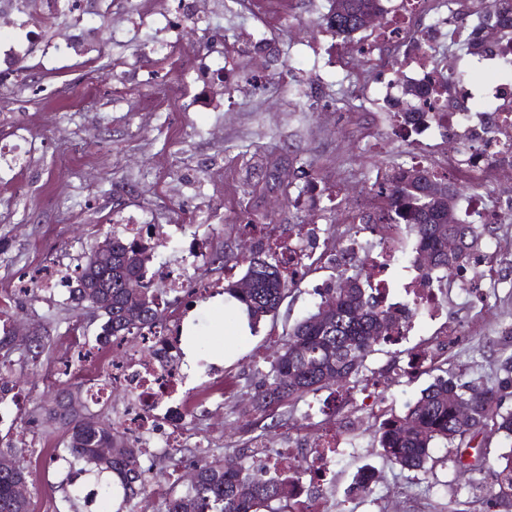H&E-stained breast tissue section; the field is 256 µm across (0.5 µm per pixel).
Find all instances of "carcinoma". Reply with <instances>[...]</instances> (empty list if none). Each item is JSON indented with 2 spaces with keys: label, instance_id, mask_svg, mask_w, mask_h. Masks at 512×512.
Wrapping results in <instances>:
<instances>
[{
  "label": "carcinoma",
  "instance_id": "obj_1",
  "mask_svg": "<svg viewBox=\"0 0 512 512\" xmlns=\"http://www.w3.org/2000/svg\"><path fill=\"white\" fill-rule=\"evenodd\" d=\"M383 12L381 0H330L323 21L336 35L345 38L365 29L363 18ZM372 212L360 215L362 224H402L414 237L415 251L434 257L429 272L448 279V267H465L484 237L494 228L487 224L448 223V204H457L463 189L446 175H438L429 166L394 164L377 173L373 184ZM459 243L456 256L448 257V236ZM112 249V266L92 270L86 263L77 265L68 275L66 310L87 311L101 321L95 342L107 348L112 339L143 336L163 324L159 297L147 280L148 267L139 255L153 247L114 232L104 237ZM241 279L252 282L247 293L237 288L238 281L224 284V295L246 313L250 327L278 311L288 293V274L273 252L261 247L245 258ZM112 288V310L98 312L88 300L86 279ZM134 279L140 297L132 301L123 284ZM351 287L323 288L320 301L305 318L295 323L282 338L275 359L263 375L253 395L254 411L268 412L285 402L302 400L339 384L336 376L347 379L364 367L366 359L380 342L390 341L399 331L409 311L388 306L365 281L348 278ZM382 330V341L372 340ZM35 349L26 363L35 366L51 341L50 332L40 330ZM504 377L495 387L468 388L454 376H436L402 415L382 417L378 442L382 456L403 470L426 473L432 461V449H448V460L455 470L486 481L487 512H512V451L492 463L486 454L476 452L474 461H466V450L480 436L501 434L512 440V410L499 405L501 392L512 388V355L500 364ZM468 404L470 422L462 425L457 404ZM43 420L62 431L59 458L68 465L60 487L71 512H106L118 504L123 512L128 501L146 493L149 470L142 465L136 440L114 428L112 420L97 419L88 428L77 412L65 410L55 397L44 408ZM13 466L0 467V512H30V498L17 490L29 472L20 463L26 449L13 442L11 432L0 437ZM112 449L105 459L101 449ZM192 465L197 471L195 483L165 498V512H295L296 476L267 475L255 464L224 465L223 456L211 449L200 451Z\"/></svg>",
  "mask_w": 512,
  "mask_h": 512
}]
</instances>
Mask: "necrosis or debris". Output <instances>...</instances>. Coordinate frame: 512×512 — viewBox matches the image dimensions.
I'll return each mask as SVG.
<instances>
[{
  "label": "necrosis or debris",
  "mask_w": 512,
  "mask_h": 512,
  "mask_svg": "<svg viewBox=\"0 0 512 512\" xmlns=\"http://www.w3.org/2000/svg\"><path fill=\"white\" fill-rule=\"evenodd\" d=\"M490 0H400L385 26L364 39L367 56L390 49L405 68L403 81L377 74L376 81L390 108H397L402 89L417 92L415 103L426 119L418 125H398L403 140L445 135L465 143L467 158L449 156L446 172L491 175L499 184L512 185V79L499 80L486 89L487 108L474 104V95L464 79L466 61L457 45L471 39L482 18L492 13ZM459 221L463 224L512 222V201L479 193L465 198ZM175 337L165 333L147 336L132 347L115 342L110 372L124 388L123 405L113 409L112 421L119 430L135 437L143 448H174L180 445L184 416L178 397L185 385ZM342 437L327 431L315 443L308 481H297L294 498L297 512H326L324 502L312 487L324 486L332 470V449Z\"/></svg>",
  "instance_id": "4bbe7bcc"
}]
</instances>
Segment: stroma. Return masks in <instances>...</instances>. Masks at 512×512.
Segmentation results:
<instances>
[{"instance_id":"1","label":"stroma","mask_w":512,"mask_h":512,"mask_svg":"<svg viewBox=\"0 0 512 512\" xmlns=\"http://www.w3.org/2000/svg\"><path fill=\"white\" fill-rule=\"evenodd\" d=\"M328 8V0H208L192 11L178 0H81L70 12L47 0H0V17L19 39L0 45V323L45 326L52 336L41 363L14 378L28 395L26 410L46 406L62 388L58 360L76 327L91 340L99 325L66 310V290L38 283L21 297L16 283L46 266L74 268L113 226L154 225L161 243L151 269L183 266L208 287L225 276L209 253L226 251L242 275L254 229L269 225L317 224L327 241L355 237L364 254L381 251V231L346 223V214L367 209L377 171L419 151L442 164L448 140L397 138L371 72L380 65L395 73L398 59L388 53L379 63L361 57L350 71L337 68V52L365 34L344 39L326 29ZM255 71L261 84L249 81ZM193 239L206 250L195 261L179 248ZM494 267V280L481 287L463 288L456 277L441 285L440 316L413 317L407 340L381 345L323 417L311 416L307 399L263 417L252 396L259 370L314 308L318 290L358 266L309 260L275 318L252 334L238 335L236 314L208 302L169 314V329L203 312L208 325L188 376L183 441L156 449L154 472L188 467L203 448L251 455L262 432L284 439L306 464L318 434L333 427L349 448L323 488L327 512H485L484 490L461 486L445 449H434L432 471H404L381 456L376 429L380 413L405 412L436 369L467 385H496L500 341L512 329V260ZM219 325L217 361L208 352ZM418 348L434 353L436 369L406 372ZM7 430L27 448L33 512H68L58 486L65 464L52 459L58 434L21 422L6 400L0 432ZM366 465L375 481L365 495L353 478Z\"/></svg>"}]
</instances>
